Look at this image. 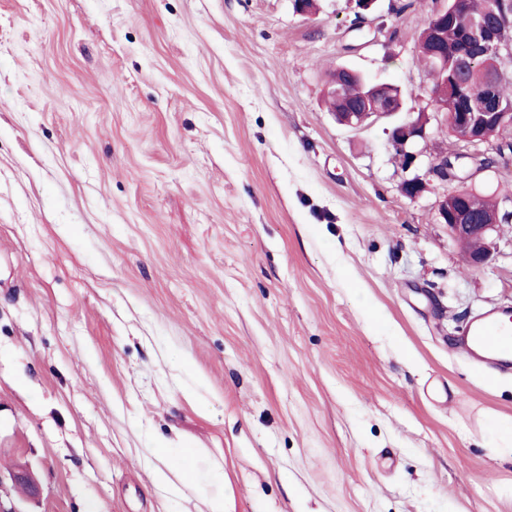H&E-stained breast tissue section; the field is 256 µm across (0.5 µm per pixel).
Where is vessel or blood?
<instances>
[{"label": "vessel or blood", "instance_id": "vessel-or-blood-1", "mask_svg": "<svg viewBox=\"0 0 512 512\" xmlns=\"http://www.w3.org/2000/svg\"><path fill=\"white\" fill-rule=\"evenodd\" d=\"M456 343L469 355L510 365L512 364V317L499 314L482 315L460 331Z\"/></svg>", "mask_w": 512, "mask_h": 512}]
</instances>
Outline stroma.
I'll list each match as a JSON object with an SVG mask.
<instances>
[{
  "mask_svg": "<svg viewBox=\"0 0 512 512\" xmlns=\"http://www.w3.org/2000/svg\"><path fill=\"white\" fill-rule=\"evenodd\" d=\"M437 0H0V470L19 512H512V223L471 266L388 141ZM349 65L404 112L358 130ZM512 201V157L475 174ZM187 356L180 366L178 356ZM197 453L151 483L149 441ZM506 317L485 314L476 318L460 331L456 345L471 356L512 364V317ZM167 446L157 442L154 449L156 463L151 467V482L158 490L183 494V489L195 486L196 465L194 456L184 454L178 464H172L166 452Z\"/></svg>",
  "mask_w": 512,
  "mask_h": 512,
  "instance_id": "stroma-1",
  "label": "stroma"
}]
</instances>
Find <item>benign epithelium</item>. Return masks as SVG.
I'll return each instance as SVG.
<instances>
[{
  "label": "benign epithelium",
  "mask_w": 512,
  "mask_h": 512,
  "mask_svg": "<svg viewBox=\"0 0 512 512\" xmlns=\"http://www.w3.org/2000/svg\"><path fill=\"white\" fill-rule=\"evenodd\" d=\"M496 21L488 25L483 21L473 22L465 29V40L468 51L459 61L463 66L474 64L479 58L494 56L496 67L500 68L512 62V42L501 36V26L504 20L512 18V0H496L493 7ZM428 75L436 87L435 96L446 98L450 95L460 101L459 111L454 113L451 124L458 141L465 144H480L488 142L496 134L512 125V119L497 109L491 111L475 112L471 107V96L467 88L460 86L445 77L439 76L438 71H430ZM399 111L396 103L382 96L374 98L373 105L367 108L350 106L345 112H333L336 122L345 128H361L370 125L380 118ZM431 116L425 112L418 114L417 118L408 120L394 126L390 132L392 146L406 159L405 170L419 165L426 156L420 142L427 139L426 128ZM448 155L443 154L429 159L425 176L415 175L405 177L399 184L400 192L410 198L418 199L423 196L427 187V178L431 177L440 183L446 182L444 173L447 172ZM460 195L459 190L444 195L437 202V215L440 223L448 226V233L452 239L462 245L474 238H479L481 246L471 250L468 261L472 266H480L488 261L491 255L492 243L488 237L500 227V220L491 224H472L466 210H448V198ZM33 486L30 473L25 469H18L4 475L0 473V488L5 482Z\"/></svg>",
  "instance_id": "obj_1"
}]
</instances>
